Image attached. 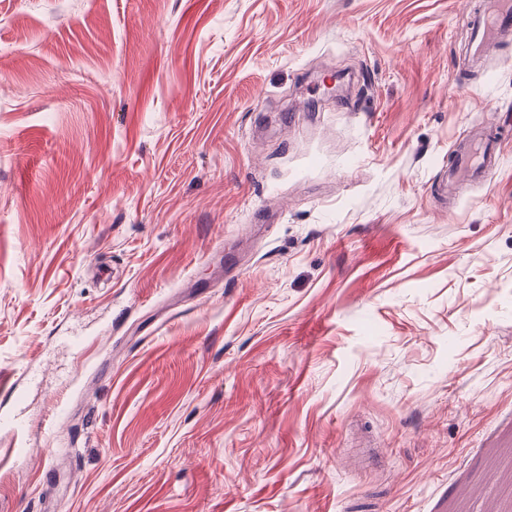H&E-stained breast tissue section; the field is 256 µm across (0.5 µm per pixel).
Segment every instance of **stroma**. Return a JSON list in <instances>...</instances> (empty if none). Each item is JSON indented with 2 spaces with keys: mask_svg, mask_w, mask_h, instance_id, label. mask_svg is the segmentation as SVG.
Returning <instances> with one entry per match:
<instances>
[{
  "mask_svg": "<svg viewBox=\"0 0 512 512\" xmlns=\"http://www.w3.org/2000/svg\"><path fill=\"white\" fill-rule=\"evenodd\" d=\"M465 3L0 0V512H512V36L468 66Z\"/></svg>",
  "mask_w": 512,
  "mask_h": 512,
  "instance_id": "35a3bbf8",
  "label": "stroma"
}]
</instances>
